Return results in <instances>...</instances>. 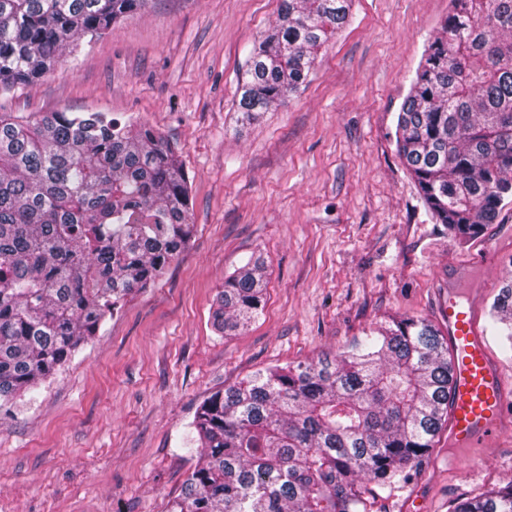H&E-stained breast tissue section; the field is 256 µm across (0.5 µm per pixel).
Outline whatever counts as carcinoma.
<instances>
[{
  "label": "carcinoma",
  "instance_id": "carcinoma-1",
  "mask_svg": "<svg viewBox=\"0 0 512 512\" xmlns=\"http://www.w3.org/2000/svg\"><path fill=\"white\" fill-rule=\"evenodd\" d=\"M146 0H0V94L34 84ZM351 0H281L249 55L238 111L277 108L307 83ZM396 152L431 216L481 236L512 203V0H450L397 117ZM190 179L146 123L107 112L0 114V409L52 378L194 230ZM265 303L257 258L224 279L226 336ZM512 344V283L490 308ZM452 363L424 318L352 351L270 366L206 397L200 462L169 512H369L429 456L448 425ZM448 512H512V482Z\"/></svg>",
  "mask_w": 512,
  "mask_h": 512
}]
</instances>
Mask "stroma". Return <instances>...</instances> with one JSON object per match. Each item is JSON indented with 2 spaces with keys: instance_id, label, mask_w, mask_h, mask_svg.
<instances>
[{
  "instance_id": "stroma-1",
  "label": "stroma",
  "mask_w": 512,
  "mask_h": 512,
  "mask_svg": "<svg viewBox=\"0 0 512 512\" xmlns=\"http://www.w3.org/2000/svg\"><path fill=\"white\" fill-rule=\"evenodd\" d=\"M280 0H146L75 58L0 95V113L107 112L146 121L188 172L194 236L54 377L0 414V512H166L194 469L211 393L273 365L362 342L390 320L443 324L448 285L479 255L480 323L512 279V206L465 243L438 224L396 153L402 103L449 0H352L306 86L250 124L238 82ZM264 260L265 305L236 335L212 313L225 276ZM512 480V435L448 470L438 434L409 482L370 512H448Z\"/></svg>"
}]
</instances>
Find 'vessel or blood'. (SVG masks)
<instances>
[{"label": "vessel or blood", "mask_w": 512, "mask_h": 512, "mask_svg": "<svg viewBox=\"0 0 512 512\" xmlns=\"http://www.w3.org/2000/svg\"><path fill=\"white\" fill-rule=\"evenodd\" d=\"M483 294L449 289L444 311L448 349L454 366L448 447L449 463L458 457L486 454L512 432V380L490 354L476 309Z\"/></svg>", "instance_id": "vessel-or-blood-1"}]
</instances>
